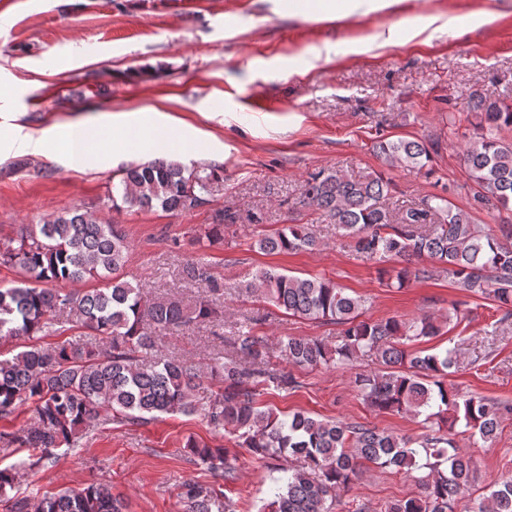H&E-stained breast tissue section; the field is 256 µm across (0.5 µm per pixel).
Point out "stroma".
Segmentation results:
<instances>
[{
	"label": "stroma",
	"instance_id": "obj_1",
	"mask_svg": "<svg viewBox=\"0 0 512 512\" xmlns=\"http://www.w3.org/2000/svg\"><path fill=\"white\" fill-rule=\"evenodd\" d=\"M283 0H0V126L50 131L128 112L172 116L196 131L198 164L215 156L224 192L194 210L171 214L117 210L107 202L134 156L78 170L68 165L62 142L44 154L0 146V251L16 246L22 230L78 207L102 223L121 225L130 254L122 277L155 298L173 295L193 303L210 295L217 319L191 323L160 336L159 349L207 365L240 323L256 319L258 335L318 338L335 344L339 325L294 317L240 293L237 285L264 268L294 276L327 278L364 299L370 320H412L458 307L448 331L412 342L415 350L455 347L461 364L449 377L463 393L512 405V324L500 325L496 302L461 292L442 265L426 259L425 281L392 287L384 264L356 253L335 225L300 204L309 174L331 168L352 176L383 174L392 201L415 204L443 196L470 210L474 223L512 225V208L473 207V183L462 150L474 116L470 93L495 98L512 93V0H400L355 12L342 20L305 21L289 16ZM488 13L491 24L467 31L465 16ZM433 23L423 31L412 24ZM404 28L387 45L389 28ZM153 75L140 77L142 68ZM45 104L29 110L28 95ZM265 110L247 112L241 100ZM419 139L431 151L430 173L387 166L377 141ZM224 211V236L204 244L199 236ZM288 224L312 225V251L270 255L258 250V234ZM199 262L212 292L183 269ZM374 356L330 367L290 369L299 382L288 392L262 393L261 406L287 413L311 412L326 420L360 422L411 437L420 418L370 408L356 393L357 373L375 372ZM226 449L237 479L224 483L191 461L187 440ZM471 458L475 481L469 495L512 478V412L503 414L493 442L457 437ZM278 461H256L229 435L213 434L201 415H159L150 423L110 421L89 431L83 447L57 450L53 464L25 473L15 497L36 501L47 493L91 482L111 486L126 512H178L181 483L213 484L237 504L260 512L270 499ZM411 477L367 466L342 497V512H384L387 503L415 495Z\"/></svg>",
	"mask_w": 512,
	"mask_h": 512
}]
</instances>
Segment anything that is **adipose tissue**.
Segmentation results:
<instances>
[{"mask_svg": "<svg viewBox=\"0 0 512 512\" xmlns=\"http://www.w3.org/2000/svg\"><path fill=\"white\" fill-rule=\"evenodd\" d=\"M72 136L66 137L65 156L75 168L95 167L111 163L115 154L131 151L150 157L158 150L179 157L189 150L190 136L175 131L173 124L133 118L121 140L111 137V128L103 123L73 125Z\"/></svg>", "mask_w": 512, "mask_h": 512, "instance_id": "obj_1", "label": "adipose tissue"}]
</instances>
